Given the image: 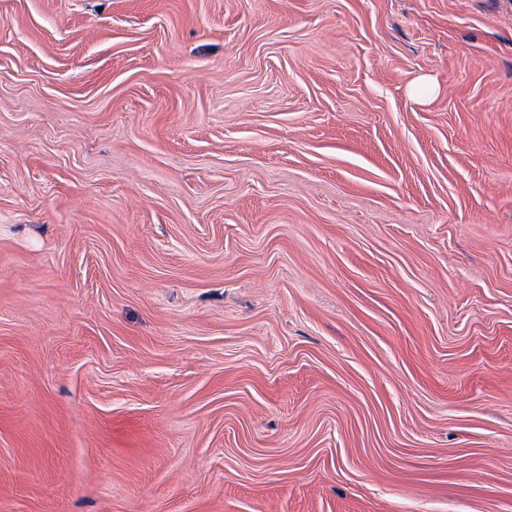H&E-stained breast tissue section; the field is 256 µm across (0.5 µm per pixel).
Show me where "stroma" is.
Masks as SVG:
<instances>
[{
    "label": "stroma",
    "instance_id": "35a3bbf8",
    "mask_svg": "<svg viewBox=\"0 0 512 512\" xmlns=\"http://www.w3.org/2000/svg\"><path fill=\"white\" fill-rule=\"evenodd\" d=\"M0 512H512V0H0Z\"/></svg>",
    "mask_w": 512,
    "mask_h": 512
}]
</instances>
